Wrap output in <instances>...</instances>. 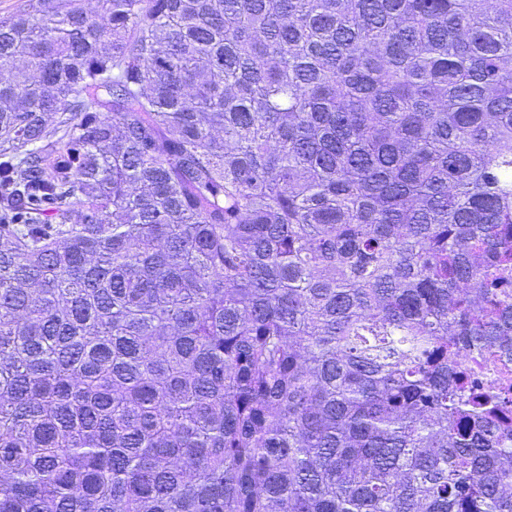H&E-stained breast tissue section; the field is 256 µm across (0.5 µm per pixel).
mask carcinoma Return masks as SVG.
I'll return each instance as SVG.
<instances>
[{
    "label": "carcinoma",
    "instance_id": "obj_1",
    "mask_svg": "<svg viewBox=\"0 0 512 512\" xmlns=\"http://www.w3.org/2000/svg\"><path fill=\"white\" fill-rule=\"evenodd\" d=\"M0 158V512H512V0H27ZM475 377L483 386L500 390L507 389L512 395V362L508 361V366H503L498 361H487L477 363Z\"/></svg>",
    "mask_w": 512,
    "mask_h": 512
}]
</instances>
